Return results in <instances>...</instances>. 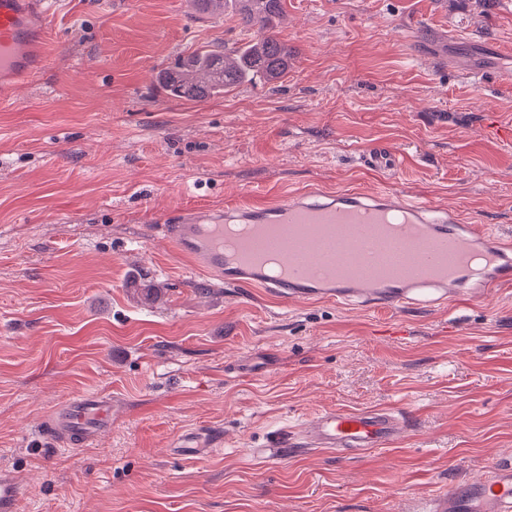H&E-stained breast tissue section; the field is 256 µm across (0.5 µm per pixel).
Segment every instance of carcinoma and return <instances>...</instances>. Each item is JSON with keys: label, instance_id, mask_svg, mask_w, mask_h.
Segmentation results:
<instances>
[{"label": "carcinoma", "instance_id": "1", "mask_svg": "<svg viewBox=\"0 0 512 512\" xmlns=\"http://www.w3.org/2000/svg\"><path fill=\"white\" fill-rule=\"evenodd\" d=\"M227 2L234 5L242 25L253 31L252 38L230 53L202 48L180 60L160 75L170 95L205 99L257 78L273 84L288 72L291 51L275 24L282 0H196L203 11Z\"/></svg>", "mask_w": 512, "mask_h": 512}]
</instances>
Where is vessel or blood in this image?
Segmentation results:
<instances>
[{
    "label": "vessel or blood",
    "instance_id": "obj_1",
    "mask_svg": "<svg viewBox=\"0 0 512 512\" xmlns=\"http://www.w3.org/2000/svg\"><path fill=\"white\" fill-rule=\"evenodd\" d=\"M47 0H0V85L27 80L48 61ZM365 167L388 171L396 163L387 148L364 152ZM250 225L259 242L280 238L283 225H294L290 244L282 246V272L268 276L263 253L244 258L225 255V225ZM348 233L337 238V226ZM170 248L196 268L226 285L261 288L282 304L297 301H358L373 309L410 304L443 305L488 300L493 289L512 283V241L459 215L383 191L296 192L262 206L238 205L221 211L195 209L162 226ZM407 251L404 271L388 267L396 251ZM405 412L386 409H333L315 415L298 432L307 445L330 450L389 448L400 438ZM112 424V399L83 395L58 405L41 428L44 437L67 448L89 445ZM214 435L202 429L177 444L181 454L194 456L212 446ZM21 493L11 472L0 470V512H15ZM422 512H512V462L494 464L480 481L463 483L451 493L429 498Z\"/></svg>",
    "mask_w": 512,
    "mask_h": 512
}]
</instances>
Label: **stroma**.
Here are the masks:
<instances>
[{"label":"stroma","mask_w":512,"mask_h":512,"mask_svg":"<svg viewBox=\"0 0 512 512\" xmlns=\"http://www.w3.org/2000/svg\"><path fill=\"white\" fill-rule=\"evenodd\" d=\"M52 62L0 95V470L17 512H420L512 459V287L376 312L228 288L165 246L181 209L315 184L512 237V0H286L274 84L172 98L159 72L250 38L191 0H54ZM381 143L398 166L365 168ZM108 390L83 448L46 414ZM394 408L395 447H275L326 409ZM216 431L199 456L173 445ZM21 493L20 484L7 470H0V511L14 512Z\"/></svg>","instance_id":"1"}]
</instances>
